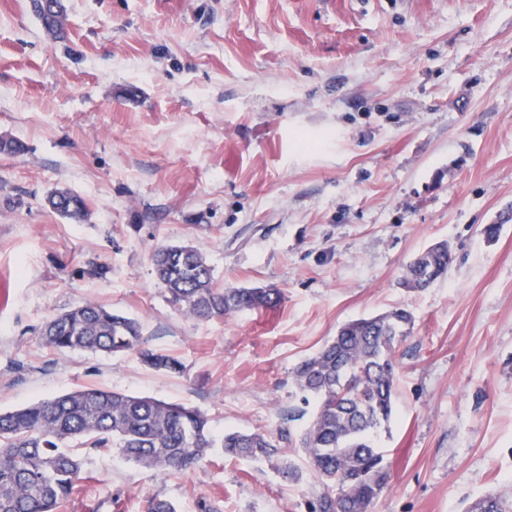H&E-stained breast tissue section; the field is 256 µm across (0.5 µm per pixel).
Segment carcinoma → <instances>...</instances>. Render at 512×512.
Wrapping results in <instances>:
<instances>
[{
    "label": "carcinoma",
    "mask_w": 512,
    "mask_h": 512,
    "mask_svg": "<svg viewBox=\"0 0 512 512\" xmlns=\"http://www.w3.org/2000/svg\"><path fill=\"white\" fill-rule=\"evenodd\" d=\"M32 8L50 35L63 37L66 20H48L41 0H32ZM48 202L70 219L82 218L86 210L82 197L67 189L54 191ZM152 261L167 301L189 317L224 319L274 308L281 301L276 288L219 285L205 255L192 245L157 246ZM451 262L448 247H432L425 260L406 265L401 285L412 291L429 288L447 275ZM412 327L413 316L405 308L353 320L294 368L303 400L315 404L296 442L319 483L308 512H369L387 488L390 473L374 433L392 417L395 353ZM41 336L56 353L131 352L153 369L182 370L177 357L145 346L136 319L92 301L49 319ZM283 443H292L286 429L232 431L217 439L208 415L195 406L83 387L0 413V512H62L85 480L81 453L110 448L153 475L165 476L191 470L219 446L228 456L264 459L299 481L303 473L283 455ZM469 512H512V496L480 499Z\"/></svg>",
    "instance_id": "obj_1"
}]
</instances>
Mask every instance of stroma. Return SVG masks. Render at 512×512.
<instances>
[{
	"label": "stroma",
	"instance_id": "35a3bbf8",
	"mask_svg": "<svg viewBox=\"0 0 512 512\" xmlns=\"http://www.w3.org/2000/svg\"><path fill=\"white\" fill-rule=\"evenodd\" d=\"M48 35L0 0V412L96 385L186 402L214 433L299 434L293 369L348 321L402 306L390 485L370 512H465L512 490V0H65ZM83 218L54 212L58 189ZM447 243L421 292L406 265ZM189 244L272 309L175 312L152 249ZM93 300L135 318L177 374L133 353H54L51 317ZM63 512H306L313 474L207 458L155 477L85 456ZM48 202L54 211H61L65 214L63 216L70 219L82 218L86 210L82 197L67 189L54 191L48 198Z\"/></svg>",
	"mask_w": 512,
	"mask_h": 512
}]
</instances>
